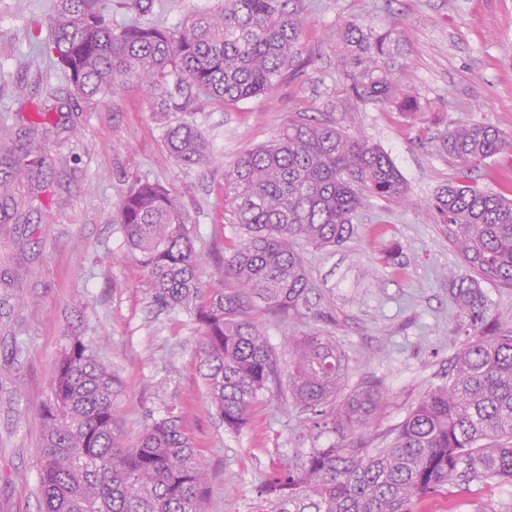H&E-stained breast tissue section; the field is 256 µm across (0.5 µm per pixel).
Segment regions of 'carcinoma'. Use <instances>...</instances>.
I'll use <instances>...</instances> for the list:
<instances>
[{
    "label": "carcinoma",
    "instance_id": "carcinoma-1",
    "mask_svg": "<svg viewBox=\"0 0 512 512\" xmlns=\"http://www.w3.org/2000/svg\"><path fill=\"white\" fill-rule=\"evenodd\" d=\"M109 0H58L51 41L35 52L59 66L80 97L101 103L132 89L157 112H183L199 97L236 104L272 91L293 66L309 26L305 0H218L174 29L133 20L112 25ZM155 0H122L135 16ZM396 28L345 21L336 51L348 91L365 104L399 102L391 60ZM166 146L181 164L211 161L202 132L190 123L166 128ZM444 147L467 170L506 148L499 131L462 123ZM30 153L8 169L29 174ZM403 204L407 185L380 147L289 115L273 143L243 153L224 177V204L244 236L224 258L225 288L205 292L199 255L177 196L146 179L120 199L122 225L147 275L153 305L186 312L198 328L197 361L209 403L230 430L247 423L271 386L279 360L265 332L245 317L259 301L284 314L309 306L311 281L296 244L336 247L353 233L352 219L369 198ZM452 247L484 279L512 287V199L459 179L431 203ZM452 298L477 332L456 354L448 383L412 407L383 448H314L296 467L272 472L253 512H412L415 503L459 478L512 485V330L491 315L479 282L452 275ZM288 397L333 429L367 427L387 408L373 381L336 406L343 356L325 336H292ZM122 382L91 341L72 336L61 349L40 409L41 512H204L207 466L172 416L154 420L133 445L118 429Z\"/></svg>",
    "mask_w": 512,
    "mask_h": 512
}]
</instances>
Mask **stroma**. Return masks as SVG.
<instances>
[{
    "label": "stroma",
    "mask_w": 512,
    "mask_h": 512,
    "mask_svg": "<svg viewBox=\"0 0 512 512\" xmlns=\"http://www.w3.org/2000/svg\"><path fill=\"white\" fill-rule=\"evenodd\" d=\"M56 3L0 0V146L47 159L15 186L29 206L0 211V512L39 510L38 414L72 336L99 341L115 366L127 443L175 414L209 464L204 512H253L267 475L312 449L385 446L421 397L447 383L465 341L448 293L450 274L464 267L430 202L464 175L487 192L512 185V151L465 171L442 144L459 123L492 126L512 142V0H306L311 24L271 93L230 106L202 98L166 114L130 89L89 104L34 57L36 43L51 38ZM349 18L397 26L395 77L415 97V113L349 94L334 50ZM293 112L384 149L408 186L409 203L369 199L343 246L299 244L313 285L308 308L287 317L258 303L247 309L275 350L292 333L331 338L345 359L343 394L382 384L388 412L354 433L318 428L276 389L243 428H225L197 370L196 325L151 305L140 288L146 271L113 221L135 180L173 190L194 227L203 288H223L224 257L242 235L224 206V174ZM181 120L201 129L213 163L185 166L170 155L165 126ZM414 512H512V485L458 481Z\"/></svg>",
    "instance_id": "35a3bbf8"
}]
</instances>
